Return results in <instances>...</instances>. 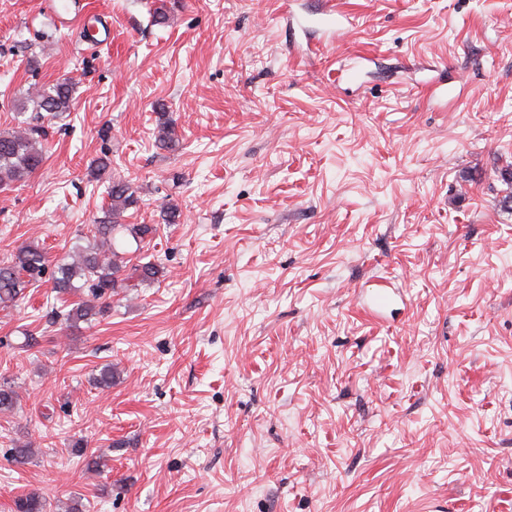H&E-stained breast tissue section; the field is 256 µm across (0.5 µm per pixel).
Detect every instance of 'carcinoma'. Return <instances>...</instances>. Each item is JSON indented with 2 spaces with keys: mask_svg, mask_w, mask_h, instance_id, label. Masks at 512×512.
Returning <instances> with one entry per match:
<instances>
[{
  "mask_svg": "<svg viewBox=\"0 0 512 512\" xmlns=\"http://www.w3.org/2000/svg\"><path fill=\"white\" fill-rule=\"evenodd\" d=\"M37 107L52 115L68 112L74 102V86L68 81L58 82L39 90L33 99ZM46 136L42 125H27L0 132V185L20 182L34 173L44 161L41 140ZM158 142L173 147L178 142L174 126L162 122L157 131ZM108 215L112 219L91 229L93 243L70 255V260L51 275L52 290L69 309L55 312L57 318L71 327L104 316L109 309L107 299L114 293H129L147 281H155L163 273L161 264L128 257V251L118 249L130 237L141 244L155 232L149 224H122L124 211L137 204L130 182H112L108 191ZM52 260L47 250L35 243L22 244L9 256L0 260V306L8 308L19 299L24 290L49 281L46 279ZM83 281V288L74 281ZM82 292L79 300L68 302L67 296ZM19 402V394L9 383H0V414L12 412ZM11 462L18 466L30 463L35 456L30 445L9 449ZM46 503L41 490L31 488L15 497L12 512H45Z\"/></svg>",
  "mask_w": 512,
  "mask_h": 512,
  "instance_id": "carcinoma-1",
  "label": "carcinoma"
}]
</instances>
